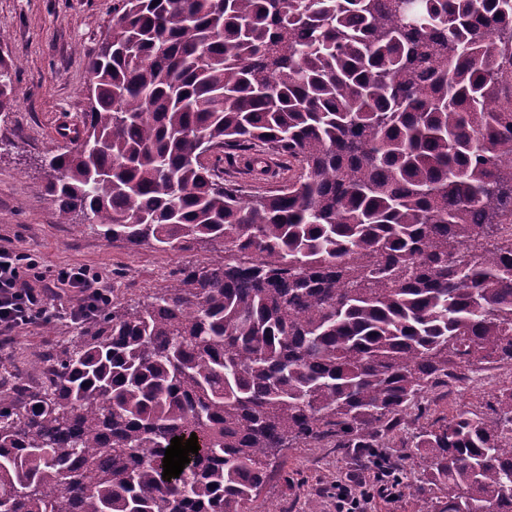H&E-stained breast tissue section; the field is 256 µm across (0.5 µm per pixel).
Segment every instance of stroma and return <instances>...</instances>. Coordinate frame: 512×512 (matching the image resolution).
Returning <instances> with one entry per match:
<instances>
[{"label":"stroma","instance_id":"stroma-1","mask_svg":"<svg viewBox=\"0 0 512 512\" xmlns=\"http://www.w3.org/2000/svg\"><path fill=\"white\" fill-rule=\"evenodd\" d=\"M113 0H0V61L11 67L23 89L6 120L0 121V244L24 257L31 277L52 281L63 267L100 273L101 287L118 300H135L177 278L187 264L220 257L221 245L191 251L129 248L103 239L83 219L58 223L44 196V159L64 143L63 129L78 125L87 108L88 62L112 21ZM267 176L243 165L221 163L224 179L258 195L280 189L288 173L271 158ZM52 330L35 323L0 348V364L19 368L52 347L69 343L75 326L65 316ZM385 455L398 465L403 483L390 496H377L371 512H412L411 492L421 468L413 448L391 447ZM373 466L333 448H289L279 469L249 505V512H336L334 485Z\"/></svg>","mask_w":512,"mask_h":512}]
</instances>
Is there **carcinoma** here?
I'll return each instance as SVG.
<instances>
[{
  "instance_id": "cac0c4a2",
  "label": "carcinoma",
  "mask_w": 512,
  "mask_h": 512,
  "mask_svg": "<svg viewBox=\"0 0 512 512\" xmlns=\"http://www.w3.org/2000/svg\"><path fill=\"white\" fill-rule=\"evenodd\" d=\"M509 57L512 0H114L43 192L60 224L224 255L101 304L44 382L0 378V512H248L285 448L405 434L417 512H512V384L425 403L512 367ZM19 94L0 63V116ZM231 149L299 173L246 200ZM497 388L496 383L490 382L481 390L471 389L467 386L455 389L448 396L441 397L442 393L438 392L435 395H428V400L431 401V412L434 416L448 414L452 411L467 410L473 405H478V402L485 401L488 396ZM433 399L435 401L433 402Z\"/></svg>"
}]
</instances>
